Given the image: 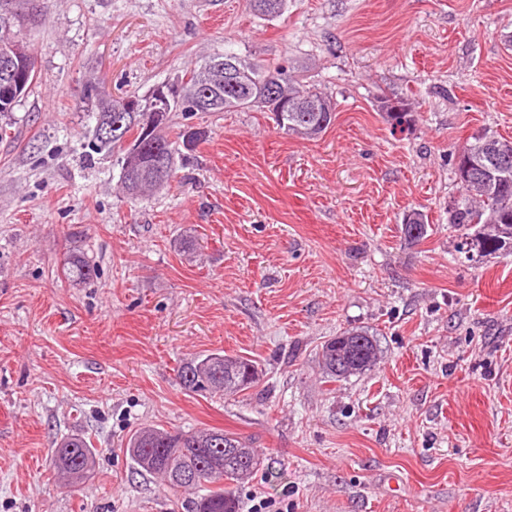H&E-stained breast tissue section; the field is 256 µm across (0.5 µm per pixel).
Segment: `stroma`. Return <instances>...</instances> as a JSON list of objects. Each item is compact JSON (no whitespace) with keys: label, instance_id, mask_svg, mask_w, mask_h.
Wrapping results in <instances>:
<instances>
[{"label":"stroma","instance_id":"35a3bbf8","mask_svg":"<svg viewBox=\"0 0 512 512\" xmlns=\"http://www.w3.org/2000/svg\"><path fill=\"white\" fill-rule=\"evenodd\" d=\"M36 80L0 138V512H185L135 469L141 427L249 439L290 512H512V253L454 258L453 163L512 139V0H0ZM233 51L298 68L336 105L314 140L267 113H178L209 137L143 200L90 145L99 96L147 98ZM407 100L392 130L379 97ZM431 229L404 241V214ZM82 252L98 274L67 280ZM376 336L369 371L324 382L321 347ZM257 362L249 390L190 394L180 364ZM94 470L64 492L57 442Z\"/></svg>","mask_w":512,"mask_h":512}]
</instances>
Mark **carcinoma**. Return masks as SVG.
<instances>
[{
  "label": "carcinoma",
  "instance_id": "obj_1",
  "mask_svg": "<svg viewBox=\"0 0 512 512\" xmlns=\"http://www.w3.org/2000/svg\"><path fill=\"white\" fill-rule=\"evenodd\" d=\"M10 19L0 14V52L16 48L29 49L9 33ZM231 58L252 75L248 87H235L217 66ZM210 94L215 104L211 112H268L276 126L286 134L304 140L319 137L335 118V104L318 88L303 81L295 71L283 65H263L244 59L233 52L224 53L203 67L189 72L182 83L178 101L167 112L162 127L155 136L144 134L142 113L118 112L120 100L97 103L96 125L92 147L116 156L123 171V188L139 199L145 193L168 186L174 177L181 149L196 142H186L187 129L169 135L172 113L200 111L197 100ZM318 103L319 111L311 109ZM378 110L393 130L405 131L414 125V113L402 99L378 98ZM134 137L146 148V153L158 151L165 167L161 184L142 180L136 188L129 182L125 139ZM461 152L489 171L498 172L507 164V179L491 186L465 181L459 164H454L459 198L448 207V223L459 231L454 245L458 259L479 263L500 252L512 253V141L490 130L469 137ZM429 219L419 210L407 213L402 220V234L410 243L427 237ZM64 276L73 281L89 280L95 266L82 253H69L62 263ZM379 359V345L374 334L365 329H350L329 339L322 348L326 378L334 381L360 374ZM258 376L257 366L250 359L208 354L180 365L178 383L186 392L222 397L227 393L245 391ZM126 454L136 469L161 476L168 487L177 492L182 488H201L204 494L188 502L187 512H240L241 489L259 470L253 463L257 456L241 437L222 430L204 432L170 431L165 428H143L134 432L126 445ZM54 464L68 476L63 485L72 489L93 470L95 452L82 435H71L58 443Z\"/></svg>",
  "mask_w": 512,
  "mask_h": 512
}]
</instances>
